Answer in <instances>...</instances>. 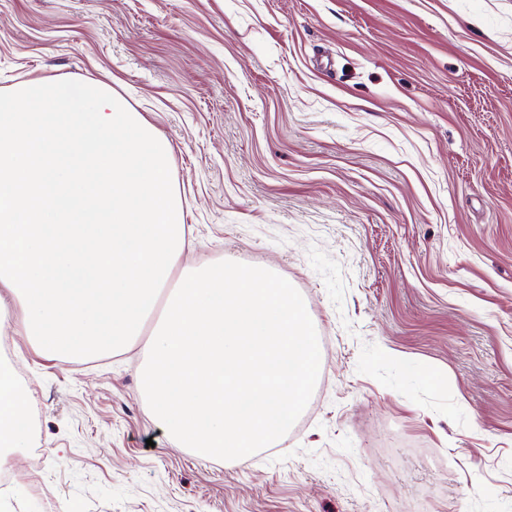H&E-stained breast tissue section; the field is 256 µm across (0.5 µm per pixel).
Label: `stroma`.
Here are the masks:
<instances>
[{
    "mask_svg": "<svg viewBox=\"0 0 512 512\" xmlns=\"http://www.w3.org/2000/svg\"><path fill=\"white\" fill-rule=\"evenodd\" d=\"M36 77L153 123L178 268L284 277L322 362L284 437L213 460L154 419L144 340L61 360L12 325L35 422L0 512H512V0H0V92Z\"/></svg>",
    "mask_w": 512,
    "mask_h": 512,
    "instance_id": "obj_1",
    "label": "stroma"
}]
</instances>
